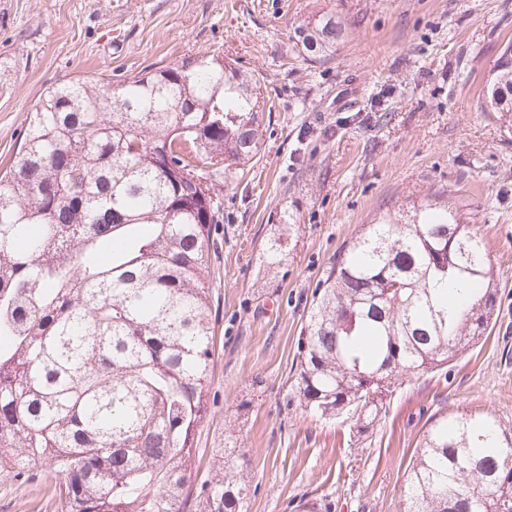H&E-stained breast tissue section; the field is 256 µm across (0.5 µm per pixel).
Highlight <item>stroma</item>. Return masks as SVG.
I'll list each match as a JSON object with an SVG mask.
<instances>
[{
    "instance_id": "stroma-1",
    "label": "stroma",
    "mask_w": 512,
    "mask_h": 512,
    "mask_svg": "<svg viewBox=\"0 0 512 512\" xmlns=\"http://www.w3.org/2000/svg\"><path fill=\"white\" fill-rule=\"evenodd\" d=\"M324 12L344 18L343 44L328 61L297 57L295 27ZM510 38L512 0H0V168L55 83H117L198 55L261 79L260 159L221 193L212 227L216 352L191 484L212 474L230 424L258 487L248 512H292L303 496L331 512H401L429 418L490 413L512 426V129L482 97ZM438 190L487 244L495 327L447 370L406 381L369 433L317 420L291 391L314 289L363 225ZM275 237L283 260L271 268L263 245ZM55 484L0 476V512H55Z\"/></svg>"
}]
</instances>
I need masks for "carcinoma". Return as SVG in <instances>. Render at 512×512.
<instances>
[{
    "label": "carcinoma",
    "mask_w": 512,
    "mask_h": 512,
    "mask_svg": "<svg viewBox=\"0 0 512 512\" xmlns=\"http://www.w3.org/2000/svg\"><path fill=\"white\" fill-rule=\"evenodd\" d=\"M344 35L317 15L295 38L325 61ZM262 85L197 56L114 85L48 88L0 176V473L48 472L58 512H248L235 445L187 486L207 418L216 315L205 273L217 184L262 148ZM512 123V42L485 84ZM486 243L443 191L388 211L315 289L292 387L361 434L404 379L436 371L494 328ZM403 512H512V428L436 416L406 469Z\"/></svg>",
    "instance_id": "cac0c4a2"
}]
</instances>
